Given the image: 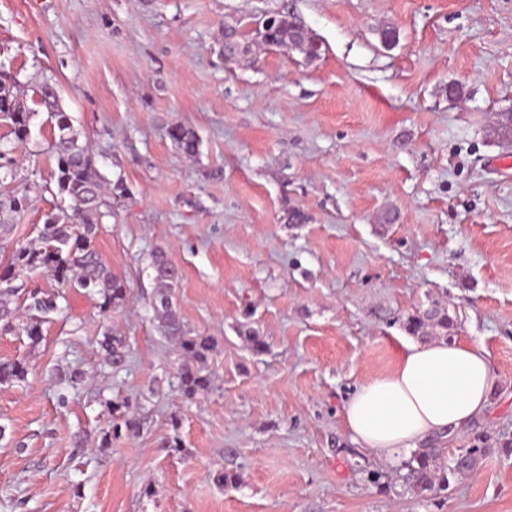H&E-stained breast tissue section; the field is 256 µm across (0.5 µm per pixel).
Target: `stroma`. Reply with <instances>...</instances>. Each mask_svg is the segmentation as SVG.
Listing matches in <instances>:
<instances>
[{
	"instance_id": "stroma-1",
	"label": "stroma",
	"mask_w": 512,
	"mask_h": 512,
	"mask_svg": "<svg viewBox=\"0 0 512 512\" xmlns=\"http://www.w3.org/2000/svg\"><path fill=\"white\" fill-rule=\"evenodd\" d=\"M286 9L321 42L317 60L259 47L225 61V23ZM0 80L34 112L23 141L0 120L15 160L0 192L29 198L0 271L61 203L47 80L98 171L127 188L93 246L129 289L105 315L67 289L39 345L0 334V362L30 365L0 385V512H512V143L492 132L512 112V0H0ZM169 123L195 130L196 157ZM293 208L306 223H289ZM387 210L395 223L379 222ZM158 248L181 271L182 320L218 341L213 389L191 403L152 307ZM432 306L451 318L445 340L481 344L497 390L486 417L437 442L445 466L485 444L477 474L420 495L410 451L379 461L343 405ZM108 328L126 338L116 371L98 345ZM67 367L85 381L59 385ZM107 399L140 429L103 451ZM220 469L237 483L218 486ZM165 135L188 157L199 153L200 139L196 132L179 123H171L165 127Z\"/></svg>"
}]
</instances>
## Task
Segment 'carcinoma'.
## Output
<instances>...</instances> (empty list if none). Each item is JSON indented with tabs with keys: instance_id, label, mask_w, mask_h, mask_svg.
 Returning a JSON list of instances; mask_svg holds the SVG:
<instances>
[{
	"instance_id": "cac0c4a2",
	"label": "carcinoma",
	"mask_w": 512,
	"mask_h": 512,
	"mask_svg": "<svg viewBox=\"0 0 512 512\" xmlns=\"http://www.w3.org/2000/svg\"><path fill=\"white\" fill-rule=\"evenodd\" d=\"M276 28L267 36V46L287 48L290 44L288 31L305 25L304 20L291 12L277 14ZM39 103L55 120L51 153L56 161L57 194L68 201V206L46 215L38 233L41 247L20 245L12 250L7 270L0 275L16 279L26 272L43 268L52 273L61 288H83L97 295L100 312L107 313L123 305L128 296L126 283L112 275L98 260L92 241L96 224L106 212L102 207L106 199L122 198L126 188L118 180L112 186L105 185L102 176L94 166L93 157L87 145L79 142V134L73 128L68 115L59 108L58 90L49 81L38 89ZM33 113L26 107L23 94L0 82V117L10 121L16 139L23 141L29 135V123ZM165 135L188 157L199 153L200 139L196 132L179 123L165 127ZM27 207V197L14 193L0 194V239L5 240L13 231V224L3 218L4 214L17 215ZM150 268L155 284L153 308L158 318V329L162 336L172 341L180 350L181 362L177 369V388L182 397L195 400L211 389L210 375L203 372L209 356L217 349L213 336L195 332L181 320L173 302L174 288L181 273L168 259L162 249L151 253ZM13 288L0 291V332L25 333L32 345L42 338V319L58 309V296L51 293L33 292L28 309L34 311L28 320L19 323V317L7 307V298ZM448 313L433 308L410 317L406 331L412 336L424 338L435 328L448 329ZM102 358L113 369L126 360V341L122 336L105 332L100 341ZM28 363L24 359L0 362V384H15L25 380ZM111 417L109 425L101 431L99 447L107 448L112 440L122 433L139 430L140 422L127 412L124 401L108 400L104 403ZM486 449L468 448L463 451L464 461L452 463L449 469L440 465L443 449L423 448L411 454L406 466L417 493L422 494L439 487L448 488V474L466 475L478 471Z\"/></svg>"
}]
</instances>
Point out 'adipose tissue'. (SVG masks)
<instances>
[{"label":"adipose tissue","instance_id":"obj_1","mask_svg":"<svg viewBox=\"0 0 512 512\" xmlns=\"http://www.w3.org/2000/svg\"><path fill=\"white\" fill-rule=\"evenodd\" d=\"M495 375L480 346L433 340L407 344L395 368L361 383L346 402L347 431L384 463L399 449L485 416Z\"/></svg>","mask_w":512,"mask_h":512}]
</instances>
